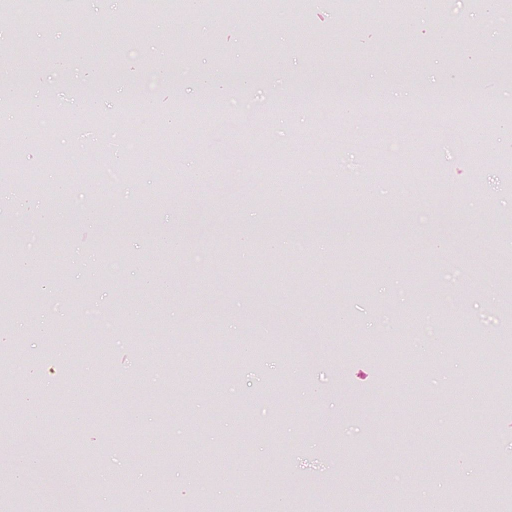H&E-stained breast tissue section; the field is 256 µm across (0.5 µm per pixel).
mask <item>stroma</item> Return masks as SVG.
Instances as JSON below:
<instances>
[{
  "label": "stroma",
  "mask_w": 512,
  "mask_h": 512,
  "mask_svg": "<svg viewBox=\"0 0 512 512\" xmlns=\"http://www.w3.org/2000/svg\"><path fill=\"white\" fill-rule=\"evenodd\" d=\"M56 3L40 0L42 23L0 49V71L22 88L40 82L65 103L94 98L99 109L120 86L181 120L158 134L175 146L168 167L115 180L96 160L111 157L113 141L132 140L134 128L80 111L61 124L33 115L30 125L51 131L50 156L0 168L1 186L22 177L40 197L39 210L11 218L6 236L25 242L32 268H67L53 334L39 330L43 308L12 317L26 354L0 365V380L15 384L0 396V442L11 447L0 471L16 476L15 449L64 426L83 465L51 446L45 453L66 469L78 501L92 489L154 512L151 490L162 484L170 512L188 497L218 512H413L418 502L471 512L462 489L493 483L512 465V404L493 398L512 382V357L482 390L451 403L468 360L443 354L441 343L449 326L464 346H493L512 330L503 320L512 312L503 280L512 267V195L503 168L469 165L485 150L512 158V147L475 116L447 125L433 112L377 114L359 102L452 90L512 111L497 14L478 0H447L444 16L424 8L403 19L340 13L330 0L298 12L281 0L268 28L187 0L164 28L147 21L131 41L132 16L111 13L107 0H85L70 18ZM434 43L444 53L426 54ZM127 54L152 65L151 95L138 69L121 64ZM64 56L92 73L91 83L60 71ZM194 66L223 77L221 100L204 101ZM325 98L338 110L317 108ZM188 99L219 120H194ZM296 103L301 120L284 124L281 112ZM156 112L140 111L139 125L151 126ZM385 132L415 133L430 160L425 178L373 163ZM268 151L288 165L262 182ZM323 152L334 159L328 182L289 166ZM485 196L500 207L478 206ZM56 210L73 222L41 227L43 212ZM87 211L100 221L85 223ZM81 255L96 258L93 274L78 271ZM92 316L104 332L92 330ZM245 327L276 337L292 358L270 361L262 377L244 366L213 381L199 353ZM380 334L419 358L414 379L382 369L372 344ZM459 404L469 411L464 426L454 418ZM240 433L249 442L237 452L230 443ZM441 444L455 450L452 467L436 465ZM103 467L112 472L107 487L97 479ZM0 512H57L44 470L16 476Z\"/></svg>",
  "instance_id": "1"
}]
</instances>
